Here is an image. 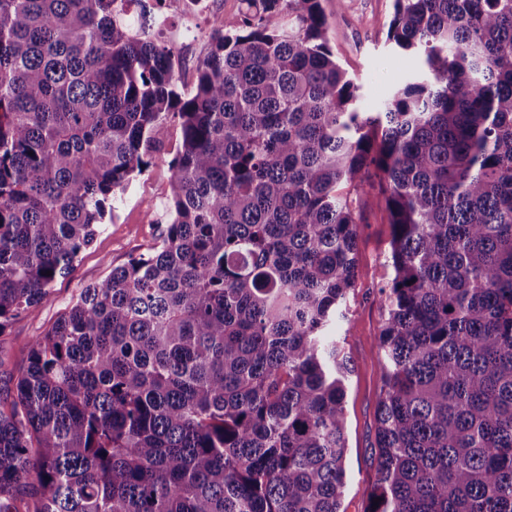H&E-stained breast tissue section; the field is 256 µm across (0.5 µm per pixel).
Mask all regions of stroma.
I'll list each match as a JSON object with an SVG mask.
<instances>
[{
    "label": "stroma",
    "instance_id": "1",
    "mask_svg": "<svg viewBox=\"0 0 512 512\" xmlns=\"http://www.w3.org/2000/svg\"><path fill=\"white\" fill-rule=\"evenodd\" d=\"M222 2L224 10L219 13L190 12L185 0H164L163 9L172 27L192 29L190 38L178 49L184 58L179 79L185 87H192L196 81L198 65L208 51L214 28L234 22L240 13L239 0ZM323 5L330 22L329 44L360 87L357 107L375 110L388 90L418 69L414 55L393 50L386 40L393 2L324 0ZM160 137L165 143L164 152L155 155L149 169L119 193L111 221L80 253L74 270L58 278L49 298L12 322L0 337V398L28 346L59 318L82 288L103 280L113 267L156 244L160 229L154 222V211L170 193L168 162L179 131L168 125ZM364 217L357 244L358 278L347 299L345 315L334 327L353 369L345 401L348 451L343 512H365L377 479L376 406L382 364L377 338L384 313L380 289L387 276L384 261L390 226L385 211L375 203H368Z\"/></svg>",
    "mask_w": 512,
    "mask_h": 512
}]
</instances>
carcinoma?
<instances>
[{
  "label": "carcinoma",
  "instance_id": "1",
  "mask_svg": "<svg viewBox=\"0 0 512 512\" xmlns=\"http://www.w3.org/2000/svg\"><path fill=\"white\" fill-rule=\"evenodd\" d=\"M193 89L145 0H0V335L165 150L148 252L0 402V512H341L330 334L361 199L391 225L365 512H512V0H393L422 58L373 116L322 0H241Z\"/></svg>",
  "mask_w": 512,
  "mask_h": 512
}]
</instances>
